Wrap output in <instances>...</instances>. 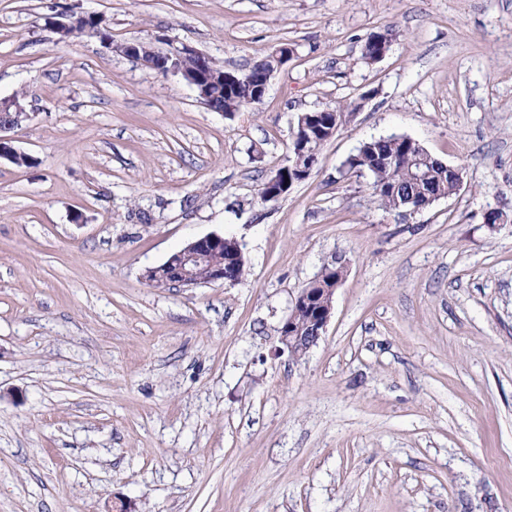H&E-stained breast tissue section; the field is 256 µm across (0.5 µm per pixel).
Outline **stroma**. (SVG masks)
I'll use <instances>...</instances> for the list:
<instances>
[{"instance_id":"obj_1","label":"stroma","mask_w":512,"mask_h":512,"mask_svg":"<svg viewBox=\"0 0 512 512\" xmlns=\"http://www.w3.org/2000/svg\"><path fill=\"white\" fill-rule=\"evenodd\" d=\"M95 15L112 46L48 20ZM390 33L376 63L363 46ZM292 57L227 115L115 52ZM0 512H512V0H0ZM343 112L265 203L300 114ZM404 134L464 182L408 216L348 170ZM501 213L488 226V211ZM233 285L143 279L189 242ZM316 346L277 330L326 266ZM28 118L29 112H26L23 98L13 97L0 101V161L5 159L14 165L23 166L30 159L27 154L19 152L13 147L12 140L7 135ZM229 252L223 264H215L212 257L222 250ZM245 259L240 243L234 238L224 235H209L188 243L180 251L172 254L162 264L148 268L144 278L149 285L155 288H170L172 286L192 288L201 283L196 278L197 270L208 265L209 281L207 283L222 282L233 285L237 283L245 272ZM242 270L238 271L242 266ZM240 272L238 279L234 277ZM226 281H230L225 283Z\"/></svg>"}]
</instances>
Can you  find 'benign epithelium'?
<instances>
[{
  "instance_id": "benign-epithelium-1",
  "label": "benign epithelium",
  "mask_w": 512,
  "mask_h": 512,
  "mask_svg": "<svg viewBox=\"0 0 512 512\" xmlns=\"http://www.w3.org/2000/svg\"><path fill=\"white\" fill-rule=\"evenodd\" d=\"M85 17L68 16L66 20H52V29L61 37H66L71 30L82 25ZM97 26L86 28L89 36L98 39L102 44L121 54L138 61L142 66L171 73L181 77L195 91L197 98L205 105H210L216 97L215 89L221 87L225 90L236 85L240 80V73L226 71L216 75L208 65L209 58L195 48L183 44L174 46L162 52L150 45L141 42L112 45V39L103 36L101 27L103 20L95 18ZM29 118L26 112L24 99L13 97L0 101V160L5 159L14 165L22 166L27 163L29 156L15 149L8 132L18 127L20 123ZM317 154L299 152L295 161L288 165V171L297 173L299 179L307 178L315 164ZM284 171L278 170L268 184L269 192L265 201L275 202L285 195L293 185V180L282 178ZM245 259L240 243L234 238L221 235H209L188 243L180 251L172 254L162 264L147 269L144 278L149 285L155 288H170L172 286L192 288L200 285L196 278L197 270L208 266L209 282L233 281L240 266ZM338 277L328 279L332 284L330 288H316L309 285L300 290L295 298L289 317L278 329L279 341L282 344L280 351L294 353L298 348L305 350L317 345L326 330L332 314V301L336 288L344 276V268L337 269ZM307 309L311 312V325L307 331L296 326L295 318L300 311Z\"/></svg>"
}]
</instances>
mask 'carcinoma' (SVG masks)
<instances>
[{
    "label": "carcinoma",
    "mask_w": 512,
    "mask_h": 512,
    "mask_svg": "<svg viewBox=\"0 0 512 512\" xmlns=\"http://www.w3.org/2000/svg\"><path fill=\"white\" fill-rule=\"evenodd\" d=\"M224 113L231 114L255 105L252 82L241 76L238 86L214 100ZM331 112L319 110V119L306 130L295 128L291 154L298 150L320 151L329 136ZM349 169L370 174L371 195L388 210L424 209L441 198L456 194L457 182L448 166L418 142L406 136L376 138L363 143L347 161Z\"/></svg>",
    "instance_id": "cac0c4a2"
}]
</instances>
